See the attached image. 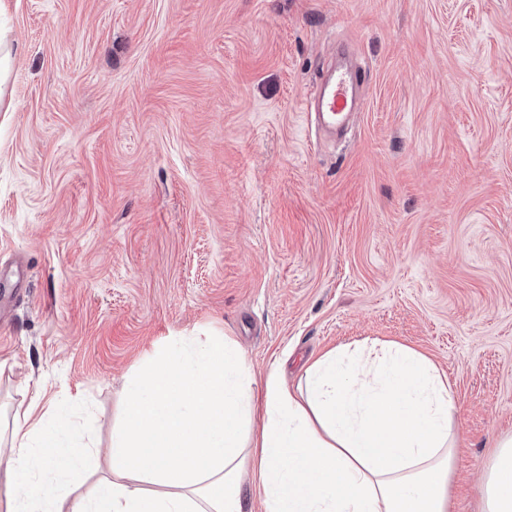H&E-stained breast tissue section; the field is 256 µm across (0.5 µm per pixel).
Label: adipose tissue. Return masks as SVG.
<instances>
[{
  "label": "adipose tissue",
  "mask_w": 512,
  "mask_h": 512,
  "mask_svg": "<svg viewBox=\"0 0 512 512\" xmlns=\"http://www.w3.org/2000/svg\"><path fill=\"white\" fill-rule=\"evenodd\" d=\"M447 375L393 342L340 346L256 378L233 337L175 336L128 381L107 473L67 498L85 465L69 425L14 417L5 512H451L460 425ZM43 479H36V472ZM481 512H512V436L486 468Z\"/></svg>",
  "instance_id": "obj_1"
}]
</instances>
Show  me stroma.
Segmentation results:
<instances>
[{
  "label": "stroma",
  "instance_id": "obj_1",
  "mask_svg": "<svg viewBox=\"0 0 512 512\" xmlns=\"http://www.w3.org/2000/svg\"><path fill=\"white\" fill-rule=\"evenodd\" d=\"M0 31V424L75 411L98 477L171 337L292 381L397 342L454 386L453 512H480L512 435V0H0ZM341 45L362 102L329 139Z\"/></svg>",
  "mask_w": 512,
  "mask_h": 512
}]
</instances>
